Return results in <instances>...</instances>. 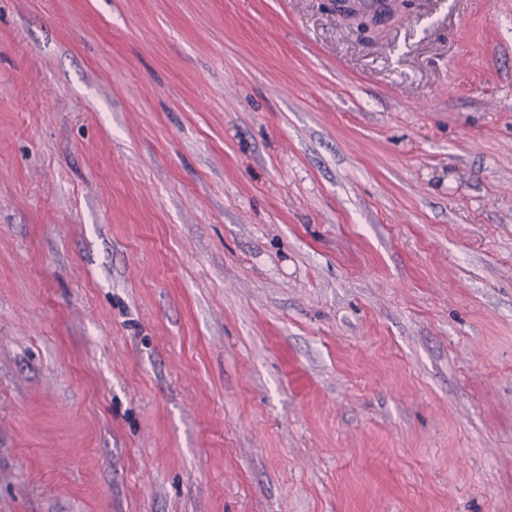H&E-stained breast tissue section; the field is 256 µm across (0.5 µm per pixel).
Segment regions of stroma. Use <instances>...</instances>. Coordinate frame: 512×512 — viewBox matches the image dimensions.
<instances>
[{
	"mask_svg": "<svg viewBox=\"0 0 512 512\" xmlns=\"http://www.w3.org/2000/svg\"><path fill=\"white\" fill-rule=\"evenodd\" d=\"M0 0V512H512V0Z\"/></svg>",
	"mask_w": 512,
	"mask_h": 512,
	"instance_id": "stroma-1",
	"label": "stroma"
}]
</instances>
